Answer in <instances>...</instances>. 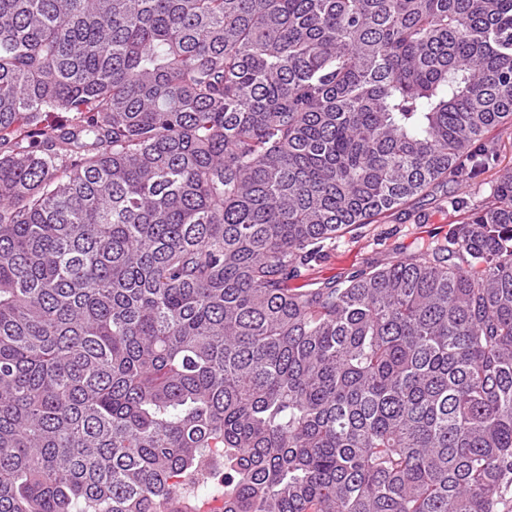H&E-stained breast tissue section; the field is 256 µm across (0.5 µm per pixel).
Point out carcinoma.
<instances>
[{
    "label": "carcinoma",
    "instance_id": "carcinoma-1",
    "mask_svg": "<svg viewBox=\"0 0 512 512\" xmlns=\"http://www.w3.org/2000/svg\"><path fill=\"white\" fill-rule=\"evenodd\" d=\"M512 0H0V512H508ZM489 140L498 144L499 166L484 174L479 184L456 189L449 184L444 190L421 196L401 210L380 216L344 234L332 248L321 253L299 278L288 280V287L310 288L311 283L339 279L383 263H394L416 252L423 242L443 239L448 224H461L469 208H448V191L455 190L468 206L478 203L489 193V184L498 170L512 167V128L495 130ZM488 182V183H487Z\"/></svg>",
    "mask_w": 512,
    "mask_h": 512
}]
</instances>
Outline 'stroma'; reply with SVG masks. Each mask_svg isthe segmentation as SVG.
Returning <instances> with one entry per match:
<instances>
[{
	"label": "stroma",
	"mask_w": 512,
	"mask_h": 512,
	"mask_svg": "<svg viewBox=\"0 0 512 512\" xmlns=\"http://www.w3.org/2000/svg\"><path fill=\"white\" fill-rule=\"evenodd\" d=\"M489 139L499 147V168L484 174L480 183L458 189V196L468 205L487 196L489 184L497 178L499 169L512 167V128L493 131ZM467 215L466 208H449L447 191L418 197L401 210L344 234L334 247L326 249L311 263L303 276L290 279L288 285L299 288L403 260L422 243L444 238L449 225L462 223Z\"/></svg>",
	"instance_id": "1"
}]
</instances>
